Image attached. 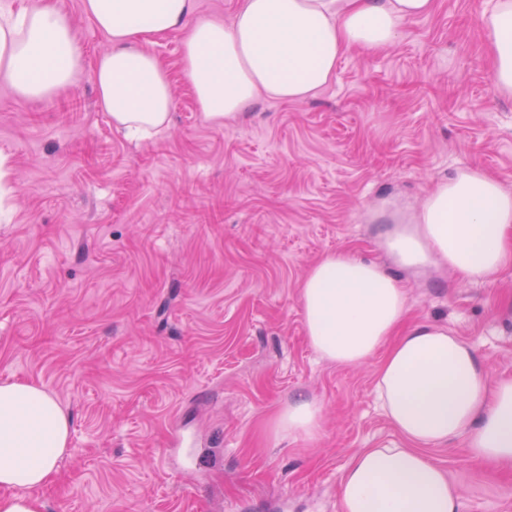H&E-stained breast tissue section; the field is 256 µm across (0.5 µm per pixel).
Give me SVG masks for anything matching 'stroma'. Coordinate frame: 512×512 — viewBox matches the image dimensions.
Instances as JSON below:
<instances>
[{"mask_svg":"<svg viewBox=\"0 0 512 512\" xmlns=\"http://www.w3.org/2000/svg\"><path fill=\"white\" fill-rule=\"evenodd\" d=\"M51 2L93 64L107 35L82 0ZM486 5L437 0L386 50L345 53L314 98H263L221 127L168 34L147 49L169 73L171 126L140 141L113 127L90 76L45 100L0 86V382L38 385L71 423L43 512H336L352 452L400 445L373 365L310 347L299 286L329 253L385 263L378 226L456 168L512 191V97L492 81ZM395 276L414 320L512 379V264L473 285ZM298 396L320 404V434L277 437ZM428 454L459 512H512V472L465 438Z\"/></svg>","mask_w":512,"mask_h":512,"instance_id":"stroma-1","label":"stroma"}]
</instances>
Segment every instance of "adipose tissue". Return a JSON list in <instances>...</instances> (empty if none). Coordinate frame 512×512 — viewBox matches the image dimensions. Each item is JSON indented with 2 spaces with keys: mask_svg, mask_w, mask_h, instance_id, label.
I'll return each instance as SVG.
<instances>
[{
  "mask_svg": "<svg viewBox=\"0 0 512 512\" xmlns=\"http://www.w3.org/2000/svg\"><path fill=\"white\" fill-rule=\"evenodd\" d=\"M436 0H239L231 23L198 16L195 0H83L110 49L90 77L115 127L147 135L168 129V73L146 43L186 31L182 67L214 125L259 98L301 101L328 85L351 48L390 45L402 26L432 15ZM492 77L512 94V0L483 11ZM85 72L74 31L47 0L15 8L0 0V85L47 98ZM380 250L412 272L447 269L470 283L512 263V193L479 168L457 169L413 214L392 225ZM300 304L312 349L340 366L376 361L377 398L403 448L356 450L340 477L337 512H459L446 472L426 450L466 438L472 456L512 467V379L490 382L479 355L447 327L407 324L404 285L379 264L336 253L304 278ZM284 438H315L321 407L302 397L276 417ZM70 421L41 388L0 383V512H42L38 489L68 451Z\"/></svg>",
  "mask_w": 512,
  "mask_h": 512,
  "instance_id": "adipose-tissue-1",
  "label": "adipose tissue"
}]
</instances>
